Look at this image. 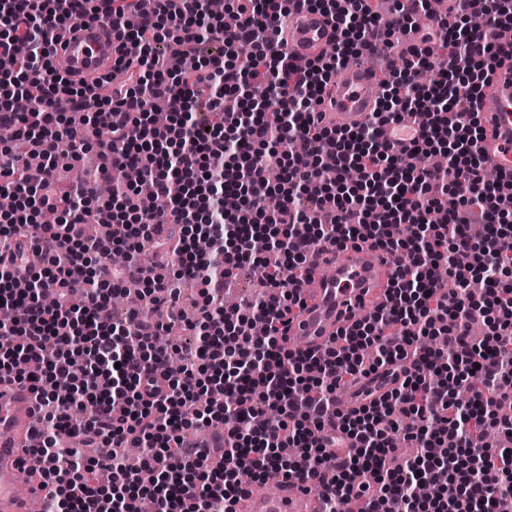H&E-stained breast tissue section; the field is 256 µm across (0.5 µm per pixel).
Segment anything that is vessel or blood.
<instances>
[{
    "instance_id": "b4317fda",
    "label": "vessel or blood",
    "mask_w": 512,
    "mask_h": 512,
    "mask_svg": "<svg viewBox=\"0 0 512 512\" xmlns=\"http://www.w3.org/2000/svg\"><path fill=\"white\" fill-rule=\"evenodd\" d=\"M272 27L289 53L303 63L315 59L335 37L327 17L299 5L293 6L288 15L273 19ZM117 47L108 29L91 22L80 23L58 45L53 65L72 80H93L111 70ZM382 80V73L364 65L340 69L318 106L324 124L359 129L377 107ZM482 112L484 150L501 169H512V61L503 60L485 91ZM397 263L395 256L366 245L323 254L318 265L330 268L331 273L313 275L309 286L302 288L304 306L291 316L287 345L301 350L320 349L331 336L372 312L384 300ZM36 406V394L28 385H0V512H29L28 498L17 495L14 484L19 471L36 477L43 470L21 446ZM237 508L239 512H321V501L287 482L274 495L253 486Z\"/></svg>"
}]
</instances>
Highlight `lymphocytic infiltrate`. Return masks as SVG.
Here are the masks:
<instances>
[{
    "label": "lymphocytic infiltrate",
    "instance_id": "1",
    "mask_svg": "<svg viewBox=\"0 0 512 512\" xmlns=\"http://www.w3.org/2000/svg\"><path fill=\"white\" fill-rule=\"evenodd\" d=\"M293 2L246 0L228 27L208 0H153L149 10L140 0H0V193L14 200L0 211V307L11 312L0 324V381L38 395L34 454L49 463L50 512H139L146 498L156 512H211L216 502L234 512L271 470L298 483L321 477L325 512L360 497L368 512H512V446L485 442L493 429L512 437V175L485 179L479 111L494 64L512 58L498 38L512 25V0H453L440 17L428 0L400 2L397 27L373 0H305L336 40L303 68L269 25ZM88 21L119 43L113 68L126 80L109 95L52 65L61 32ZM411 31L420 42L384 81L373 121L355 131L321 125L316 107L336 71ZM210 42L223 52L202 56ZM179 55L197 57L196 69H173ZM422 70L432 74L425 87ZM461 96L468 112L454 107ZM204 104L222 114L206 129L196 120ZM420 112L417 138L383 143L384 124ZM98 127L108 140L76 135ZM23 137L41 159L33 176L12 145ZM299 138L307 154L293 152ZM92 150L115 180L105 200L97 180L65 187L57 176L61 160ZM438 154L447 166L412 163ZM272 168L279 183L267 178ZM351 168L360 180H347ZM146 191L166 208L144 212ZM91 223L120 232L88 240ZM360 242L401 258L387 300L341 344L286 349L302 272L320 251ZM146 243L173 254L171 276L138 261ZM116 250L126 255L119 267ZM258 261L268 268L259 297L202 306L199 341L180 369L154 346L171 324L148 312L112 316L111 295L127 280L143 284L151 306L167 301L171 279L191 275L216 294ZM439 267L452 290L440 288ZM255 319L264 336H250ZM380 371L395 388L336 410L337 390ZM217 424L224 448L214 468L183 432ZM103 445L104 461L92 454ZM131 446L142 450L140 467L122 459ZM421 482L452 492L424 499L414 492Z\"/></svg>",
    "mask_w": 512,
    "mask_h": 512
}]
</instances>
